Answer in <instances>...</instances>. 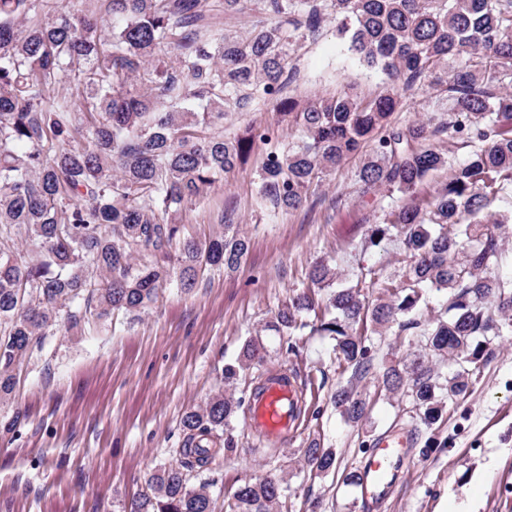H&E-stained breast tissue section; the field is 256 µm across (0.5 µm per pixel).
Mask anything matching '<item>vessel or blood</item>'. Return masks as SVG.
I'll return each instance as SVG.
<instances>
[{
  "mask_svg": "<svg viewBox=\"0 0 512 512\" xmlns=\"http://www.w3.org/2000/svg\"><path fill=\"white\" fill-rule=\"evenodd\" d=\"M301 399L293 371L268 372L263 390L250 400L249 431L272 443H287L297 433ZM411 447L410 432H391L379 437L363 458L357 494L368 512H380L397 483L407 476Z\"/></svg>",
  "mask_w": 512,
  "mask_h": 512,
  "instance_id": "1",
  "label": "vessel or blood"
}]
</instances>
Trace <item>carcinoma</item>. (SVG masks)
<instances>
[{
    "label": "carcinoma",
    "instance_id": "obj_1",
    "mask_svg": "<svg viewBox=\"0 0 512 512\" xmlns=\"http://www.w3.org/2000/svg\"><path fill=\"white\" fill-rule=\"evenodd\" d=\"M209 0H111L105 25L88 0H0V400L60 312L137 316L166 285L195 286L210 270L237 271L250 239L228 214L224 231L185 235L183 215L216 181L244 167L279 127L294 141L266 154L258 194L273 216L309 200L347 158L366 192L388 194L365 244L396 249L399 274L359 266L337 288L338 267L316 263L248 337L224 386L182 419L179 458L150 473L134 512H213L198 476L224 451L242 409L240 373L268 356L262 333L325 336L347 373L331 402L348 423L368 420L372 396L396 397L413 430L429 432L465 399L490 336H512V278L497 273L512 242V211L492 203L512 189V0H262L246 34L224 32ZM385 92L285 95L292 60L322 23ZM69 77L67 92L56 86ZM441 90L444 122L392 120L411 91ZM267 101L275 122L226 136L229 112ZM457 140L448 166L437 143ZM448 179L419 195L428 177ZM442 299L429 307L430 295ZM416 337L413 358H378L373 336ZM372 380L374 392L363 385ZM310 476L336 472V453L307 436L295 457ZM294 470L249 478L225 512H288Z\"/></svg>",
    "mask_w": 512,
    "mask_h": 512
}]
</instances>
